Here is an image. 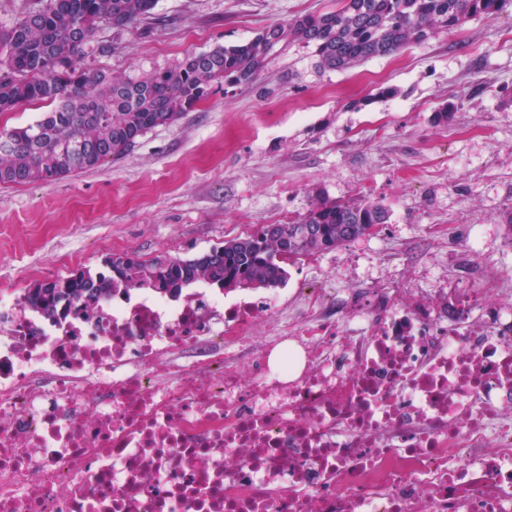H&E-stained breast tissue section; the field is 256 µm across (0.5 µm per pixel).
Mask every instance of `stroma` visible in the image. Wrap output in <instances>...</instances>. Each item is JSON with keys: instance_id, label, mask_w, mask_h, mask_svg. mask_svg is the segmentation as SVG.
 I'll return each mask as SVG.
<instances>
[{"instance_id": "35a3bbf8", "label": "stroma", "mask_w": 512, "mask_h": 512, "mask_svg": "<svg viewBox=\"0 0 512 512\" xmlns=\"http://www.w3.org/2000/svg\"><path fill=\"white\" fill-rule=\"evenodd\" d=\"M338 0H156L136 28L99 29L86 66L173 67ZM448 122L435 119L446 104ZM383 205L369 235L288 266V286L429 288L483 299L512 280V11L395 54L320 69L300 42L249 85L218 88L123 159L61 180L0 185V291L100 269L113 254L190 258L306 214L316 196ZM476 249H469L471 228Z\"/></svg>"}]
</instances>
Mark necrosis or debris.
Returning a JSON list of instances; mask_svg holds the SVG:
<instances>
[{
  "label": "necrosis or debris",
  "instance_id": "1",
  "mask_svg": "<svg viewBox=\"0 0 512 512\" xmlns=\"http://www.w3.org/2000/svg\"><path fill=\"white\" fill-rule=\"evenodd\" d=\"M344 295L0 297V512H512V299Z\"/></svg>",
  "mask_w": 512,
  "mask_h": 512
}]
</instances>
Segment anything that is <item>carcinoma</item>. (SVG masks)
<instances>
[{
	"mask_svg": "<svg viewBox=\"0 0 512 512\" xmlns=\"http://www.w3.org/2000/svg\"><path fill=\"white\" fill-rule=\"evenodd\" d=\"M338 2L335 11L268 26L246 42L191 54L171 69L108 77L83 64L96 31L133 27L155 0H41L11 27L0 28V112L33 101L54 108L25 126L0 130V184L56 181L120 160L139 137L176 123L215 87L255 81L272 52L292 42L314 47L320 68L345 70L512 8V0ZM387 219V210L370 201L318 199L285 231L265 224L190 259L128 257L120 280L110 275V257L104 270L85 269L77 279L30 288L24 300L30 311L51 319L62 304L110 298L129 288L171 297L198 283L227 292L277 288L288 278V262L359 239Z\"/></svg>",
	"mask_w": 512,
	"mask_h": 512,
	"instance_id": "carcinoma-1",
	"label": "carcinoma"
}]
</instances>
